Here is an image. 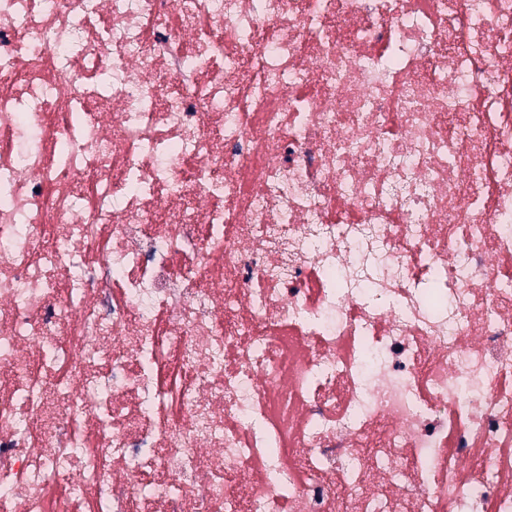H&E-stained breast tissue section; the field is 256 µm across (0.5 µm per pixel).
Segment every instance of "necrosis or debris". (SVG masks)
<instances>
[{"label":"necrosis or debris","instance_id":"necrosis-or-debris-1","mask_svg":"<svg viewBox=\"0 0 512 512\" xmlns=\"http://www.w3.org/2000/svg\"><path fill=\"white\" fill-rule=\"evenodd\" d=\"M0 512H512V0H0Z\"/></svg>","mask_w":512,"mask_h":512}]
</instances>
